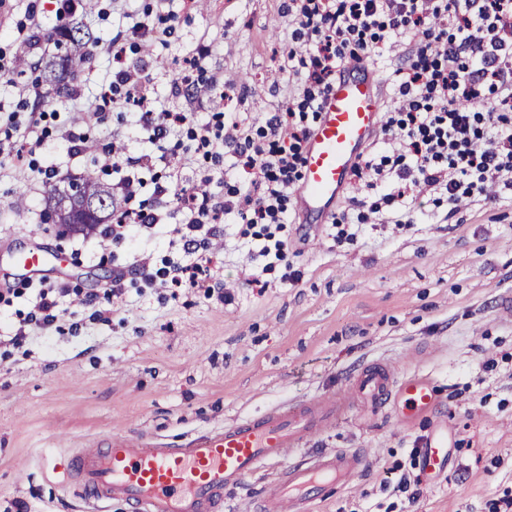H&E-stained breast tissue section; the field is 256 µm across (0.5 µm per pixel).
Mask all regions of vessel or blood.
Instances as JSON below:
<instances>
[{
	"instance_id": "vessel-or-blood-1",
	"label": "vessel or blood",
	"mask_w": 512,
	"mask_h": 512,
	"mask_svg": "<svg viewBox=\"0 0 512 512\" xmlns=\"http://www.w3.org/2000/svg\"><path fill=\"white\" fill-rule=\"evenodd\" d=\"M381 113L375 72L353 61L344 64L321 103L306 149L295 192L303 223L319 224L332 214ZM354 398L373 410L400 399L422 409L432 404L434 392L430 382L400 374L392 363L370 362L353 371L346 391L236 419L180 448H160L116 432L109 447L79 449L68 467L79 490L97 501H123L131 512H222L225 490L276 464L280 471L259 503L260 512H308L326 489L348 484L366 463L362 453L350 449L305 451ZM447 457L446 437H433L424 450L423 475L442 470Z\"/></svg>"
}]
</instances>
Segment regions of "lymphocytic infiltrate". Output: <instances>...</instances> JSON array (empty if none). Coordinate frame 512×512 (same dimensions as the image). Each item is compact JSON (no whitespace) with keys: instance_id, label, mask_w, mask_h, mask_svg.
I'll return each instance as SVG.
<instances>
[{"instance_id":"lymphocytic-infiltrate-1","label":"lymphocytic infiltrate","mask_w":512,"mask_h":512,"mask_svg":"<svg viewBox=\"0 0 512 512\" xmlns=\"http://www.w3.org/2000/svg\"><path fill=\"white\" fill-rule=\"evenodd\" d=\"M287 12L292 37L302 48L287 56L284 67L303 72L302 92L261 131L236 114L220 112L191 130L204 156L216 161L232 149L244 168L255 171L257 184L236 181L219 197L207 192L213 178L206 174L201 187L176 194L172 188L180 186L183 168L172 164L166 179L155 182L149 207L140 198L141 179L127 170L136 163L151 165V157H126L117 145L105 155L107 168L120 176L125 201L110 229L113 239L123 238L127 225L161 223L158 206L170 197L185 216L182 249L192 260L163 271L170 287L213 295L217 283L205 254L209 242L195 233L219 214L238 211L247 224L286 223L312 131L310 115L318 112L345 60L368 63L382 44L405 41L409 51L393 72L396 97L381 123L388 137L385 152L354 169L358 180L382 190L365 210L352 199L357 222L413 223L405 198L417 188L453 209L476 197L497 202L502 190L512 189V0H288ZM151 81L149 70L121 68L111 93L90 99L76 86L67 96L74 111L94 116L108 108H136L139 126L157 143L187 117L151 106L146 94ZM484 87L492 99L481 105L477 99Z\"/></svg>"}]
</instances>
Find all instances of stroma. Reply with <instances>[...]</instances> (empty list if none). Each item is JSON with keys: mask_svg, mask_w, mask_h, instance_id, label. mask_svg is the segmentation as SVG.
Instances as JSON below:
<instances>
[{"mask_svg": "<svg viewBox=\"0 0 512 512\" xmlns=\"http://www.w3.org/2000/svg\"><path fill=\"white\" fill-rule=\"evenodd\" d=\"M285 3L194 0L187 8L173 0L170 37L149 44L126 36L114 0H95L73 17L105 47L123 37L127 65L155 70L147 95L166 109L197 124L224 107L260 124L304 86L303 74L280 69L301 48ZM55 9L56 0H10L0 10V114L16 110L58 55ZM34 15L41 26L21 43L17 29ZM201 46L210 49L208 73L234 81L231 103H221L220 86L199 84L189 100L173 92ZM21 55L30 65L23 74ZM41 90L42 149L0 163V512H16L19 501L29 512H127L68 487L63 467L77 449L106 447L114 431L177 448L271 406L341 391L361 362L400 359L432 383L434 405L386 414L354 406L314 438L318 450H363L369 464L311 512H494L512 498V310L503 305L512 300V201L477 198L453 212L419 194L411 201L416 224H355L353 243L337 242L335 224H304L294 212L274 230L288 243L284 263L261 256L253 227L227 214L209 242L229 300L165 288L158 271L186 260L176 206L161 224L118 242L100 232L62 236L39 221L52 189L90 169L116 184L103 155L115 142L131 157H157L154 170L136 169L144 183L188 155V179L213 173L218 195L238 174L235 158L203 159L185 127L174 141L151 143L131 113L98 122L50 85ZM77 123L88 142L74 157L64 135ZM49 166L56 175L46 183L40 171ZM30 247L47 253L50 270L18 267ZM43 286L61 291L60 315L45 330L29 321ZM90 294L94 302L82 303ZM103 309L108 318H95ZM19 333L26 340L13 345ZM440 431L448 434L446 467L410 493L391 489L401 474L419 476L421 452Z\"/></svg>", "mask_w": 512, "mask_h": 512, "instance_id": "stroma-1", "label": "stroma"}]
</instances>
